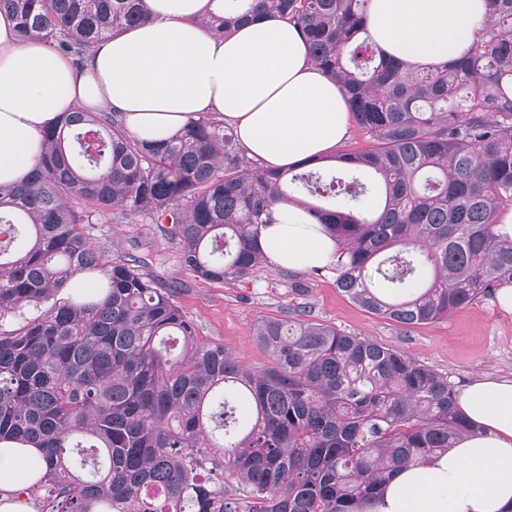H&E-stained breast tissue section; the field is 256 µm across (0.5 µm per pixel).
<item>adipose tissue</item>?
<instances>
[{
    "instance_id": "obj_1",
    "label": "adipose tissue",
    "mask_w": 512,
    "mask_h": 512,
    "mask_svg": "<svg viewBox=\"0 0 512 512\" xmlns=\"http://www.w3.org/2000/svg\"><path fill=\"white\" fill-rule=\"evenodd\" d=\"M146 22L96 42L81 63L41 38H20L0 12V186L24 181L45 130L74 112L119 111L136 138L165 142L211 116L232 126L248 157L285 170L325 162L347 139L350 115L334 80L314 66L295 25L274 14L218 36L223 0H144ZM486 0H372L368 32L387 56L413 64L460 59ZM260 245L269 265L330 264L338 244L293 202L273 206ZM457 406L472 423L447 453L400 469L370 512H505L512 505V378L470 383ZM22 448H0V512H36L19 471Z\"/></svg>"
}]
</instances>
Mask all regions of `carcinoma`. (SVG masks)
I'll return each mask as SVG.
<instances>
[{
    "label": "carcinoma",
    "mask_w": 512,
    "mask_h": 512,
    "mask_svg": "<svg viewBox=\"0 0 512 512\" xmlns=\"http://www.w3.org/2000/svg\"><path fill=\"white\" fill-rule=\"evenodd\" d=\"M143 0H0L23 38L78 63L140 23ZM370 0H224L297 25L346 97L367 145L341 172L251 166L234 130L204 117L157 147L117 112H77L44 132L40 165L0 187V443L42 452L28 489L41 512H365L400 468L473 431L447 377L332 325L266 319L270 365L199 343L139 260L92 243L111 212L147 220L199 277L244 281L264 263L260 227L296 193L336 238V288L404 326L443 319L512 286V0H486L458 61L410 65L368 34ZM380 194L378 215L363 202ZM106 281L83 301L77 275Z\"/></svg>",
    "instance_id": "carcinoma-1"
}]
</instances>
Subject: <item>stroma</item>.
<instances>
[{"label": "stroma", "instance_id": "35a3bbf8", "mask_svg": "<svg viewBox=\"0 0 512 512\" xmlns=\"http://www.w3.org/2000/svg\"><path fill=\"white\" fill-rule=\"evenodd\" d=\"M94 242L107 261L147 259L160 287L171 291L194 326L197 340L224 345L248 368L270 363L254 336L259 321L283 318L301 306L307 321L396 348L442 373L454 390L480 376L512 377V314L493 298L479 299L448 318L406 327L355 304L326 269L289 271L265 264L245 281H209L180 265L178 247L160 225L110 216Z\"/></svg>", "mask_w": 512, "mask_h": 512}]
</instances>
